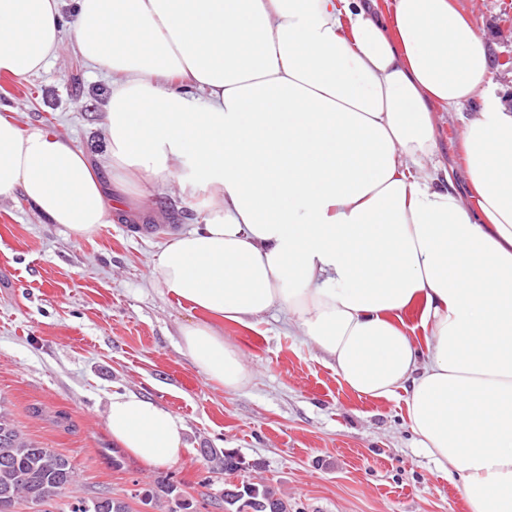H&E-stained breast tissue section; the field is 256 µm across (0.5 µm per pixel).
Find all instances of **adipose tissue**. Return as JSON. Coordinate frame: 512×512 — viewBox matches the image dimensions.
<instances>
[{"label":"adipose tissue","mask_w":512,"mask_h":512,"mask_svg":"<svg viewBox=\"0 0 512 512\" xmlns=\"http://www.w3.org/2000/svg\"><path fill=\"white\" fill-rule=\"evenodd\" d=\"M59 6L0 0V72L55 57ZM72 32L112 75L105 152L0 116V197L82 237L111 223L110 188L205 195L152 269L206 314L181 329L197 370L243 387L223 322L285 312L352 392L410 389L415 443L468 512H512V112L454 0H74ZM438 107L461 122L463 193L436 158ZM108 428L156 467L186 446L132 393Z\"/></svg>","instance_id":"ef3b65f1"}]
</instances>
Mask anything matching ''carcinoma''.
<instances>
[{"label":"carcinoma","instance_id":"carcinoma-1","mask_svg":"<svg viewBox=\"0 0 512 512\" xmlns=\"http://www.w3.org/2000/svg\"><path fill=\"white\" fill-rule=\"evenodd\" d=\"M216 466L231 473L240 462L231 453L204 449ZM76 482L74 467L67 457L30 440L14 423L11 414L0 408V512L28 503L49 505L71 490ZM70 512H132L129 503L103 496V503L77 498ZM224 512H288V504L260 483L246 482L224 489Z\"/></svg>","mask_w":512,"mask_h":512}]
</instances>
